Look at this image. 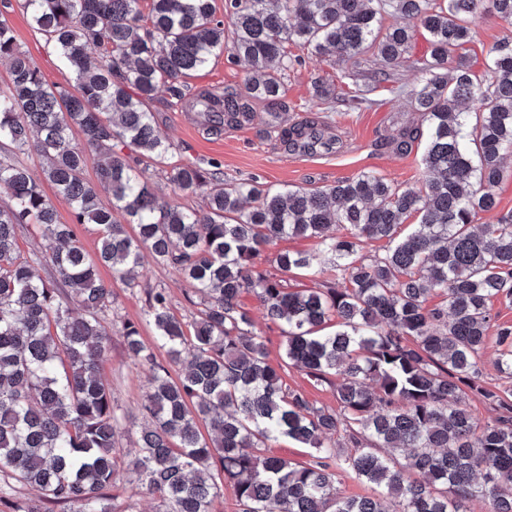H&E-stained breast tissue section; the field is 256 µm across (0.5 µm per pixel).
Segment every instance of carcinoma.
Instances as JSON below:
<instances>
[{
	"label": "carcinoma",
	"instance_id": "1",
	"mask_svg": "<svg viewBox=\"0 0 512 512\" xmlns=\"http://www.w3.org/2000/svg\"><path fill=\"white\" fill-rule=\"evenodd\" d=\"M20 2L76 92L49 84L0 19V63L9 73L0 86V142L10 147L0 156V190L12 200L0 207L5 512H132L113 492L121 472L159 500V512H216L226 485L236 512H468L473 501L485 512H512V389L483 381L489 367L512 379V325L491 308L494 300L512 305V214L480 222L498 207L512 152V39L488 51L486 83L471 70L468 49L484 16L512 25V0H224L221 19L214 0ZM392 13L430 36L429 55L418 60L422 83L408 92L427 128L423 189L368 171L313 191L273 190L252 179H210L187 162L169 181L181 193L206 190L205 209L152 191L141 164H164L172 149L149 107L160 89L183 105L184 78L223 53L245 60L253 72L245 92L192 99L217 134L249 124L258 102L282 107L284 76L302 63L290 44L342 66L370 56L384 82L412 39L406 25L382 28ZM279 119L273 113L288 144L330 147L315 124ZM420 136L418 126L402 130L395 152L409 155ZM32 145L42 180L19 159ZM93 153L95 185L83 177ZM44 180L68 201L73 223L60 222ZM410 217L417 223L402 236ZM29 224L54 243L51 254L20 250ZM76 224L97 225L96 257ZM342 225L350 234L333 232ZM284 238L317 242L314 252L280 251L275 262L285 275L317 278L318 287L290 291L260 269L267 247ZM367 240L386 249L368 260L360 255ZM147 253L193 284L200 309L184 320L165 289L145 288L154 343L136 324L123 325L124 349L150 378L145 425L122 456L124 416L101 377L114 296L98 268L134 288ZM45 267L54 271L50 281ZM246 294L282 327L283 364L270 362ZM434 294L442 301L431 306ZM290 368L328 384L336 408L288 386ZM470 394L496 416L477 419ZM283 439L313 449L311 459L271 453ZM345 475L372 494L342 495ZM24 487L37 495H21Z\"/></svg>",
	"mask_w": 512,
	"mask_h": 512
}]
</instances>
